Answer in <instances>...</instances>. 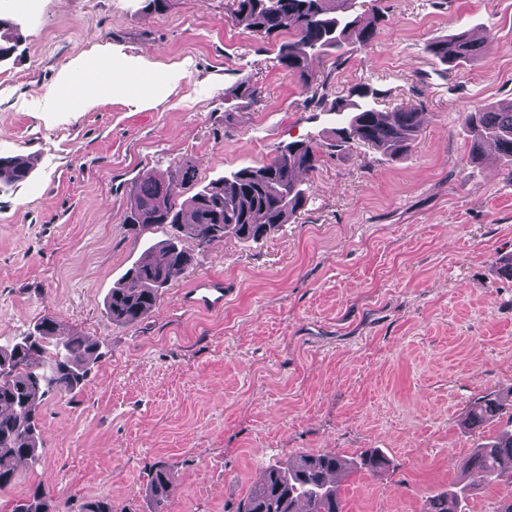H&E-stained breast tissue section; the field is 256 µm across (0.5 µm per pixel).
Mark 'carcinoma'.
Wrapping results in <instances>:
<instances>
[{
  "instance_id": "cac0c4a2",
  "label": "carcinoma",
  "mask_w": 512,
  "mask_h": 512,
  "mask_svg": "<svg viewBox=\"0 0 512 512\" xmlns=\"http://www.w3.org/2000/svg\"><path fill=\"white\" fill-rule=\"evenodd\" d=\"M352 0H224L227 17L269 40L288 34L278 46L277 62L310 92L307 105L336 113V146L355 141L391 158L407 154L420 132L416 109L400 105L390 112L375 106L378 90L369 84L353 87L348 95L326 104L327 77L320 70L331 55L336 65L347 60L351 48L371 42L383 17L376 11L353 15ZM0 62L11 58L21 46L20 35L1 33ZM481 42L463 31L448 39L429 43L425 51L435 61L458 66L480 56ZM464 124L472 133V155L492 143L502 167L512 175V102L491 111L464 113ZM319 148L294 141L277 149L267 162L230 172L201 187L179 203L174 183L197 182L194 161L186 159L171 172L137 180L124 213V224L136 234L154 225L172 230L169 238L130 267L126 282L106 298L109 318L135 325L160 304L172 275L193 264L184 246L187 235L180 227L204 233L198 245L232 235L242 241H258L279 224H286L302 209L310 187L299 179L316 170ZM32 166L24 156H0V184H15L28 178ZM101 358L100 342L80 333H63L50 317L36 321L12 344L0 348V488L15 477L11 464L38 461L42 440L40 403L54 394H69L87 380ZM507 414L512 403L488 393L474 400L469 422L479 426ZM388 459L376 449L351 459L334 454H308L285 466L269 467L261 482L239 503L236 512H343L336 475L343 471L377 473ZM463 470L478 471L495 481L512 473V430L503 431L479 444L463 463ZM154 512H164L173 491L167 469L160 465L148 480ZM476 487L463 481L447 496L431 503L429 512H448V499L458 503L474 494ZM12 512H56L45 489L36 486L17 501Z\"/></svg>"
}]
</instances>
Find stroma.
Returning <instances> with one entry per match:
<instances>
[{
  "label": "stroma",
  "instance_id": "35a3bbf8",
  "mask_svg": "<svg viewBox=\"0 0 512 512\" xmlns=\"http://www.w3.org/2000/svg\"><path fill=\"white\" fill-rule=\"evenodd\" d=\"M385 26L341 67L325 62L329 98L358 83L376 105L420 114L410 152L333 147L328 115L277 63L275 44L225 20L224 0H0L19 51L0 63V156L30 158V178L0 188V345L38 319L101 341L75 392L40 407L44 450L0 489V512L36 485L77 512L111 498L152 512L148 475L163 463L166 512H227L264 469L306 453L379 449L385 472L341 475L344 512H427L481 441L468 406L512 388V175L486 151L473 159L463 113L512 101V0H377ZM484 37L479 59L435 63L428 43ZM118 65L159 87L115 90L69 112L86 64ZM249 82L260 101L242 106ZM321 145L311 194L266 238L198 245L160 306L133 326L105 310L112 287L167 226L123 222L132 182L184 159L205 184L258 166L291 141ZM223 276L219 313L179 297Z\"/></svg>",
  "mask_w": 512,
  "mask_h": 512
}]
</instances>
